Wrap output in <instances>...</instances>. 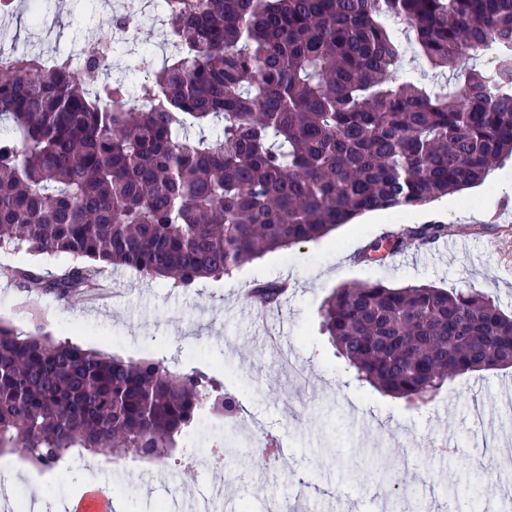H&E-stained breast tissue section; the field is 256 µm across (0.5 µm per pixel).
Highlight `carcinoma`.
<instances>
[{
	"mask_svg": "<svg viewBox=\"0 0 512 512\" xmlns=\"http://www.w3.org/2000/svg\"><path fill=\"white\" fill-rule=\"evenodd\" d=\"M161 66L136 87L103 61L0 54V249L60 256L18 287L69 302L105 269L188 288L325 237L370 211L400 212L483 183L512 158V0H164ZM412 33L430 83L390 81ZM494 52V66L462 69ZM120 54L149 65L140 40ZM402 224L379 259L445 237ZM282 283L252 290L263 308ZM358 380L413 404L446 382L512 367V315L483 293L340 285L320 310ZM204 373L126 362L0 318V452L51 467L123 450L162 464L205 401Z\"/></svg>",
	"mask_w": 512,
	"mask_h": 512,
	"instance_id": "obj_1",
	"label": "carcinoma"
}]
</instances>
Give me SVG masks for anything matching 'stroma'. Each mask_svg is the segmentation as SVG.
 <instances>
[{
  "mask_svg": "<svg viewBox=\"0 0 512 512\" xmlns=\"http://www.w3.org/2000/svg\"><path fill=\"white\" fill-rule=\"evenodd\" d=\"M51 14L61 25L40 46L52 55L69 49L74 36H101L97 18L85 0H52ZM404 223L451 225L447 238L421 249L418 260L392 256L382 262L355 255L394 220L374 211L342 225L315 242L280 249L244 264L232 274L176 288L163 279H148L130 269L110 274L106 301L67 303L54 296L17 288L15 269L38 266L55 274L68 266L63 256L31 257L0 251V317L18 329L40 324L46 333L126 360H164L177 373L199 370L224 386L227 397L256 417L260 440L280 445L272 456L241 448L238 459L251 478L234 472L216 481L214 469L178 467L158 470L144 464L145 475L135 499L119 512H156L172 486H182L181 512L221 485L224 498L248 505L250 512H328L320 496L337 490L351 512H443L445 490L457 485L477 498L479 512H512V501L495 496L492 487L512 482V414L500 407V390L512 385V368L477 372L446 383L425 404L415 405L357 381L354 369L339 357L321 331L318 311L337 286L383 283L395 287L431 284L439 288H474L502 310L512 313V164L494 170L480 185L410 210ZM287 281L288 295L278 310L255 320L247 295L255 285ZM284 337L307 389L281 371L265 340ZM120 344H111V337ZM203 353L190 362L182 351ZM449 438L452 455L435 452V441ZM91 482L73 480L56 469L47 481L65 488V499L92 484L111 490L109 455L86 454ZM377 461L400 484L410 485L405 501L389 495L366 471Z\"/></svg>",
  "mask_w": 512,
  "mask_h": 512,
  "instance_id": "35a3bbf8",
  "label": "stroma"
}]
</instances>
